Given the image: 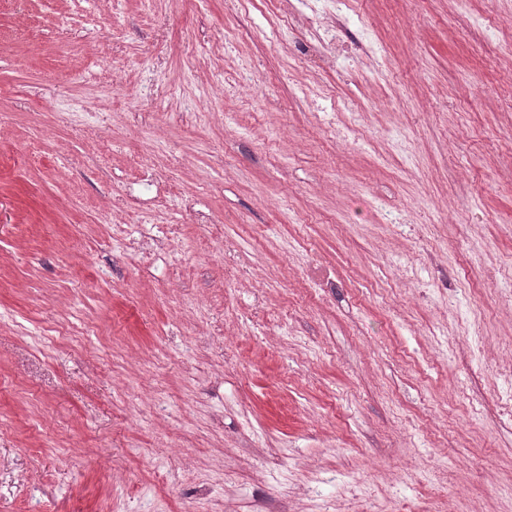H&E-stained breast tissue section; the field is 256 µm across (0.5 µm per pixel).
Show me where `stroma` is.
Here are the masks:
<instances>
[{
    "label": "stroma",
    "mask_w": 512,
    "mask_h": 512,
    "mask_svg": "<svg viewBox=\"0 0 512 512\" xmlns=\"http://www.w3.org/2000/svg\"><path fill=\"white\" fill-rule=\"evenodd\" d=\"M287 8L0 0V512H512V0ZM345 5L346 2L343 0H325L323 8L313 13L311 22L315 30L317 28L321 30L330 21L336 25V34L335 30H332L329 31L331 32L330 37L326 35L325 38L321 37L318 39L317 43H305L304 53H301L302 55L300 56V63L302 65L318 63V68L324 70L330 69L337 64L339 57L343 53L342 45H340L337 39V33L342 32L346 26V17L342 13L343 6Z\"/></svg>",
    "instance_id": "35a3bbf8"
}]
</instances>
